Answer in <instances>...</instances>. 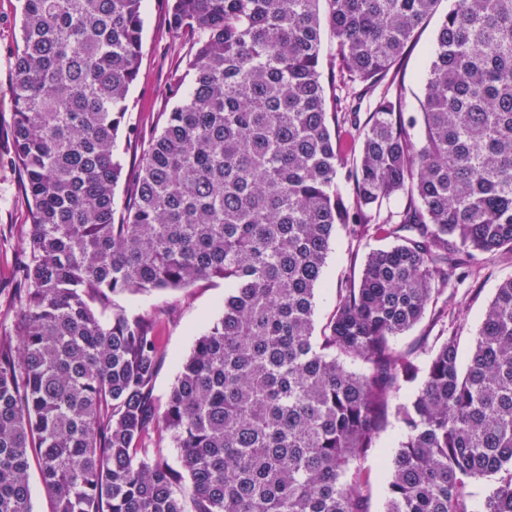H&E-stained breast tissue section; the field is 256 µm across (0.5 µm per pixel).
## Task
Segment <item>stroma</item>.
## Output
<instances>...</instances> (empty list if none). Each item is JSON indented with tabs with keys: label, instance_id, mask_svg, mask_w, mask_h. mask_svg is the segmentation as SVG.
Returning <instances> with one entry per match:
<instances>
[{
	"label": "stroma",
	"instance_id": "stroma-1",
	"mask_svg": "<svg viewBox=\"0 0 512 512\" xmlns=\"http://www.w3.org/2000/svg\"><path fill=\"white\" fill-rule=\"evenodd\" d=\"M452 5L453 0H440L435 14L408 44L397 66L393 86L402 91L407 114L415 115L420 110L423 75L430 61L436 31ZM20 44V4L18 0H0V120L10 117L12 64ZM194 51L191 38L171 30L167 0H144L142 57L138 76L127 98L125 125L131 135L119 143L123 175L116 188V203H123L129 195L133 174L154 134L161 128L165 112L174 105L169 94L172 73L183 69ZM7 150L6 141L1 140L0 333L14 330L22 313L15 295L17 283L11 273L20 261L28 257L25 242L30 227L21 175L1 159ZM379 244L378 238L355 241L344 229H337L330 243L324 285L316 292V326H323L331 316L337 288L344 285L351 271L361 269L366 254ZM470 268L472 273L465 282L447 293L448 326L458 331L459 362L464 366L469 363L470 350L487 305L498 285L512 277V253L474 255ZM118 303L127 311L153 316L158 322L163 359L156 378L154 398L158 410H165L179 360L190 352L198 336L222 310L224 282L218 278L204 279L183 289L127 295L119 298ZM401 439L399 424L390 423L375 448L357 463L358 468L370 477L368 512L385 510L387 483L382 468L390 462Z\"/></svg>",
	"mask_w": 512,
	"mask_h": 512
}]
</instances>
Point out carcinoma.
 Listing matches in <instances>:
<instances>
[{"mask_svg":"<svg viewBox=\"0 0 512 512\" xmlns=\"http://www.w3.org/2000/svg\"><path fill=\"white\" fill-rule=\"evenodd\" d=\"M19 2L0 137L23 176L30 257L14 271L23 315L0 336V512H32L33 463L51 512H367L353 464L391 417L403 438L386 512H472L469 485L492 476L481 512H512V278L466 371L457 332L437 337L407 402L419 368L394 344L448 318L443 295L473 253L512 252V0H454L420 131L402 96L374 92L439 0H327L325 17L319 0H169L195 52L120 211L142 0ZM338 225L389 244L318 331ZM210 278L222 312L159 414L156 322L115 298ZM155 435L180 472L150 456ZM335 40L333 39L329 27L325 26L322 32V58H321V74L322 81L325 88V94L327 98L328 107L330 109L331 101H332V88H331V74L329 68V55L331 49L333 48Z\"/></svg>","mask_w":512,"mask_h":512,"instance_id":"1","label":"carcinoma"}]
</instances>
